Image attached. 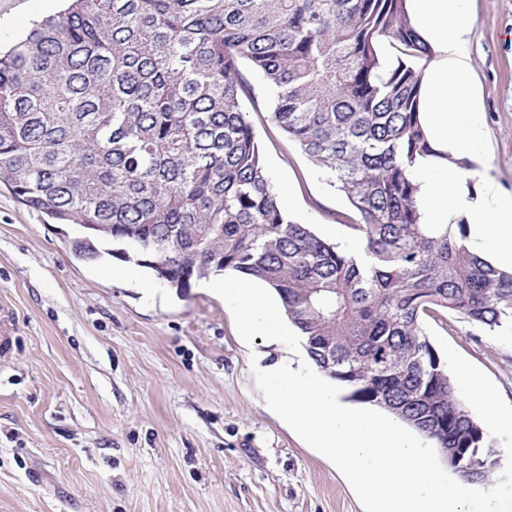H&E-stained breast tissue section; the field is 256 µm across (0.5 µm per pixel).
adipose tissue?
<instances>
[{
	"mask_svg": "<svg viewBox=\"0 0 512 512\" xmlns=\"http://www.w3.org/2000/svg\"><path fill=\"white\" fill-rule=\"evenodd\" d=\"M413 28L431 51L420 93V112L434 157L411 173L421 186L420 207L427 223L445 224L462 216L477 251H490L498 267L512 268V202L502 200L493 183L478 194L463 186L464 173L450 169L444 153L474 155L482 133L472 119L473 102L462 49L471 27L465 0H406Z\"/></svg>",
	"mask_w": 512,
	"mask_h": 512,
	"instance_id": "obj_1",
	"label": "adipose tissue"
}]
</instances>
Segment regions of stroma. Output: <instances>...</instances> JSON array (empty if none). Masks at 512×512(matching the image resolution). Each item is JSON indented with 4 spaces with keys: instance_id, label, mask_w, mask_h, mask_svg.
I'll return each mask as SVG.
<instances>
[{
    "instance_id": "stroma-1",
    "label": "stroma",
    "mask_w": 512,
    "mask_h": 512,
    "mask_svg": "<svg viewBox=\"0 0 512 512\" xmlns=\"http://www.w3.org/2000/svg\"><path fill=\"white\" fill-rule=\"evenodd\" d=\"M65 0H0V45ZM474 119L483 140L467 183L512 198V0H467ZM242 107L283 207L346 245L348 209L268 118L246 72ZM75 226L0 189V512H364L334 464L266 404L255 369L301 358L244 343L225 302L199 280L179 288L133 261L78 257ZM433 328L512 403V335L450 317Z\"/></svg>"
}]
</instances>
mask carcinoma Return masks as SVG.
I'll return each mask as SVG.
<instances>
[{
	"label": "carcinoma",
	"mask_w": 512,
	"mask_h": 512,
	"mask_svg": "<svg viewBox=\"0 0 512 512\" xmlns=\"http://www.w3.org/2000/svg\"><path fill=\"white\" fill-rule=\"evenodd\" d=\"M429 57L405 0H69L0 52V186L77 226L87 261L105 252L181 288L226 271L264 282L346 399L485 484L498 452L426 322L512 332V271L470 249L465 218L422 221L410 169L436 155L419 112ZM242 64L273 124L345 195L336 220L362 259L281 208Z\"/></svg>",
	"instance_id": "carcinoma-1"
}]
</instances>
